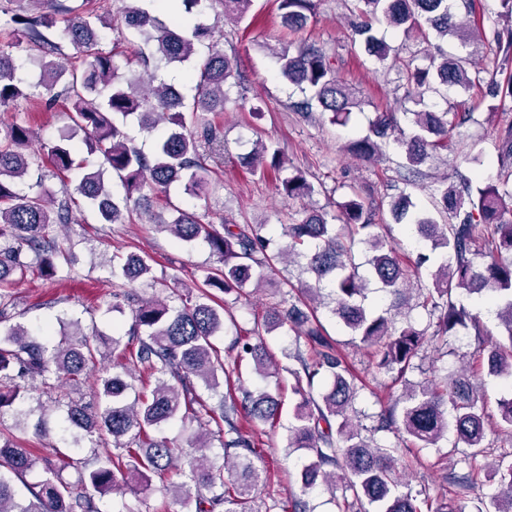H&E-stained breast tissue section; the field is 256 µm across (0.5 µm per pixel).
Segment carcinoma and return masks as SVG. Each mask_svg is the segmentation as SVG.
<instances>
[{"label":"carcinoma","instance_id":"carcinoma-1","mask_svg":"<svg viewBox=\"0 0 512 512\" xmlns=\"http://www.w3.org/2000/svg\"><path fill=\"white\" fill-rule=\"evenodd\" d=\"M106 0H83L78 11L66 0H7L0 5V109L19 99L41 102L51 109L65 107L73 126L84 132L89 156L102 159L99 168L87 172L60 194L46 198L40 191L21 193L19 184L32 167L45 163L50 176L59 178L83 168L77 160L72 137L63 134L44 141L23 123L0 121V288H8L37 272L52 279L57 260L70 261L69 252L48 234L54 224L71 223L73 194L85 198L97 210L103 224H125L130 215L151 212L153 195L181 187L190 195L205 190L200 171L207 162L224 163V139L216 126L201 117L203 112L224 111L225 87L240 84L234 60L224 54L215 39L224 23H240L251 0H213L219 7L213 22L196 18L170 25L150 12V0H120L118 13L103 6ZM282 26L296 32L314 15L315 0H277ZM360 12L381 16L390 27L407 34L428 27L445 38H456L465 47L479 40L480 28L461 16L474 14V0H355ZM18 8H12V5ZM115 30L148 47L138 49L144 67L156 60L167 66H183L207 48L192 104L185 102L174 84L157 75H122L112 53L99 48L101 31ZM364 52L383 62L389 55L386 42L372 33L371 24L356 27ZM67 42L71 53L63 50ZM279 75L301 92L312 91L293 105L310 112L318 104L331 124H348L362 100L338 80L332 57L307 45L290 53L284 45L272 53ZM428 64L407 73L406 96L439 84L464 90L481 88L480 70L470 71L468 59L440 51L427 55ZM27 67L31 76L19 74ZM133 116L151 132L162 124L171 131L159 139L152 152L137 147L124 131L123 120ZM411 131H405L395 113L378 112L365 134L344 147L348 154L368 163L383 155L384 147L404 149V161L396 179L410 182L421 175V166L440 147H448L454 124L448 113L419 110L409 113ZM499 174L493 182L480 181L485 153L473 143L464 163L469 173L457 172L452 184L444 179L434 185L437 215L420 210L411 195L401 194L390 204L395 223L412 227L416 236L430 243V252L419 255L414 268L405 266L395 248L378 232L373 209L353 191L339 204L341 227L329 222L328 213L308 210L287 225L288 244L279 246L263 234L264 224L220 225L205 223L196 214L178 209L170 221L154 220L174 238L191 242L203 239L217 257L220 268L208 277L206 288L195 300L176 307L160 300L141 298L129 284L155 281L148 260L130 254L112 266V311L128 308L132 323L127 332L128 355L119 372L96 378L94 397L85 402L76 395L78 386L100 364L107 349H117L120 338L85 331L78 321L63 324L54 342L22 324L0 330V409L26 402L27 383L40 382L47 392L59 391L54 405L65 412L64 423L73 444L86 440L96 446L112 438L116 451L96 459L89 468L67 448H53L36 456L20 446L17 436L0 429V512H101L95 496L120 491L131 482L152 489V478L163 482L171 494L195 488L196 512H259L255 509L262 477L254 463L259 440L243 428L239 417L251 422L274 423L280 400L267 390L249 391L241 384L240 368L250 357L254 371L268 377L277 368L266 353L262 333L284 329L296 340H305L311 353L297 351L295 392L300 401L289 428V445L310 453L301 470L303 487L317 480L341 482L354 501L367 500L377 512H461L453 498L433 503L398 490L395 453L398 441L417 448L436 445L448 433L472 450V456L493 446L487 439L488 414L478 405V386L471 370L461 369L442 377L412 383L407 373L414 359L428 345L445 344L460 329L474 332L477 346L462 354L475 360L487 373L512 384V124L496 135ZM253 173L272 174L287 197L314 192L313 184L297 170L286 177L282 151L262 140L240 156ZM119 178L124 195L114 196L109 174ZM364 247V261L355 260V245ZM481 262H476V259ZM301 262L316 275L315 283L298 288L300 296L284 308H272L253 336H235L227 352H236L232 367L215 338L225 329L224 308L214 304L212 291L242 293L250 284L268 280L267 270L284 260ZM427 270L432 286L416 289L428 312L425 327L418 329L398 320L399 309L410 300L408 283ZM331 282L327 300L320 299V283ZM391 296L387 306L368 303L370 285ZM461 293L484 294L497 307L500 330L492 336L484 324L458 299ZM323 305L339 320L352 341L374 348L377 367L395 374L401 384L392 404L381 407L366 428L353 421L355 401L363 386L352 366L324 334L317 316ZM258 339L254 343L251 338ZM155 379L151 390L136 389L142 374ZM326 387L313 395L315 379ZM215 392L225 385L217 403L210 404L195 382ZM180 419L198 425L191 445L202 449L218 438L222 462L211 461L184 448L171 446L160 434L163 424ZM497 427L512 437V397L497 402ZM388 432L395 444L376 441L375 434ZM42 467L41 479L29 484L24 477ZM75 470V479L69 470ZM500 487L487 512H512V461L492 464ZM178 481H172V478ZM449 482L458 492L474 486L471 472L453 473ZM30 498H25L17 484Z\"/></svg>","mask_w":512,"mask_h":512}]
</instances>
